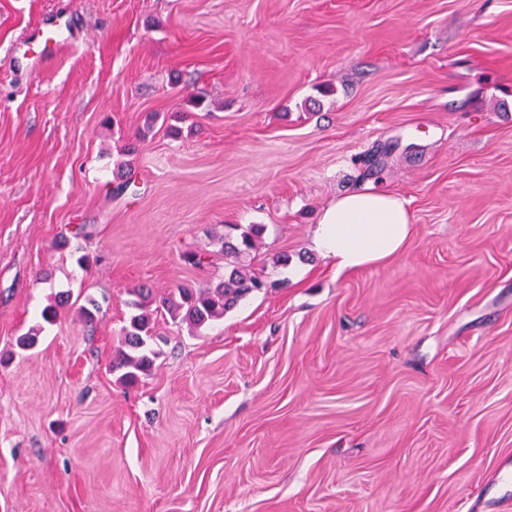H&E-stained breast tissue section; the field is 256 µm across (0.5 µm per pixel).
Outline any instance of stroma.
I'll use <instances>...</instances> for the list:
<instances>
[{"label": "stroma", "mask_w": 512, "mask_h": 512, "mask_svg": "<svg viewBox=\"0 0 512 512\" xmlns=\"http://www.w3.org/2000/svg\"><path fill=\"white\" fill-rule=\"evenodd\" d=\"M51 13L74 39L16 69ZM367 185L415 232L338 277L315 225ZM229 224L266 288L157 316L121 384L129 289L218 284ZM505 459L512 0H0V512H495ZM262 228L260 224H249L245 228H237L236 230H241L237 243H233L230 238L224 237V255L237 259L242 254L251 250Z\"/></svg>", "instance_id": "1"}]
</instances>
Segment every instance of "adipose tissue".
I'll return each mask as SVG.
<instances>
[{"label":"adipose tissue","mask_w":512,"mask_h":512,"mask_svg":"<svg viewBox=\"0 0 512 512\" xmlns=\"http://www.w3.org/2000/svg\"><path fill=\"white\" fill-rule=\"evenodd\" d=\"M413 232L403 198L366 186L329 203L314 230L313 247L341 275L397 259Z\"/></svg>","instance_id":"ef3b65f1"}]
</instances>
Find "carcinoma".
I'll use <instances>...</instances> for the list:
<instances>
[{
	"mask_svg": "<svg viewBox=\"0 0 512 512\" xmlns=\"http://www.w3.org/2000/svg\"><path fill=\"white\" fill-rule=\"evenodd\" d=\"M262 230L260 224H250L241 229L237 241L224 238V255L239 258L254 247L255 239ZM261 287L256 276H248L241 267L234 265L224 274V280L214 287L181 288L178 295L159 294L151 288L138 287L128 291L131 299L127 305L134 310L123 327L121 348L112 359V372L119 373L118 380L133 384L140 375L149 372L156 352L150 348L152 329L147 308L156 305L174 319H181L195 327L224 315L238 301L254 289Z\"/></svg>",
	"mask_w": 512,
	"mask_h": 512,
	"instance_id": "cac0c4a2",
	"label": "carcinoma"
}]
</instances>
